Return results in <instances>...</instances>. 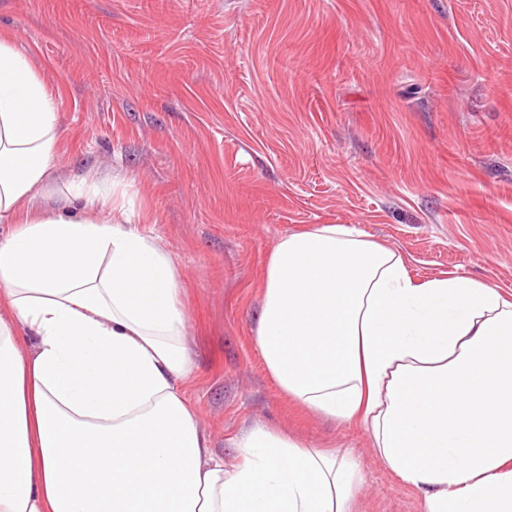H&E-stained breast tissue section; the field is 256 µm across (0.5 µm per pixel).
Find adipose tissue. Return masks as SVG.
Instances as JSON below:
<instances>
[{"instance_id": "adipose-tissue-1", "label": "adipose tissue", "mask_w": 512, "mask_h": 512, "mask_svg": "<svg viewBox=\"0 0 512 512\" xmlns=\"http://www.w3.org/2000/svg\"><path fill=\"white\" fill-rule=\"evenodd\" d=\"M60 134L0 38V512H351L350 450L257 424L213 451L172 257L108 197L36 205ZM254 334L281 394L362 422L423 512H512V292L317 224L276 242Z\"/></svg>"}]
</instances>
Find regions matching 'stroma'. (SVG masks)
Masks as SVG:
<instances>
[{
	"mask_svg": "<svg viewBox=\"0 0 512 512\" xmlns=\"http://www.w3.org/2000/svg\"><path fill=\"white\" fill-rule=\"evenodd\" d=\"M97 178L174 260L216 453L255 423L354 449L353 512H422L367 430L285 400L253 326L276 240L351 224L421 279L512 291V0H0Z\"/></svg>",
	"mask_w": 512,
	"mask_h": 512,
	"instance_id": "35a3bbf8",
	"label": "stroma"
}]
</instances>
